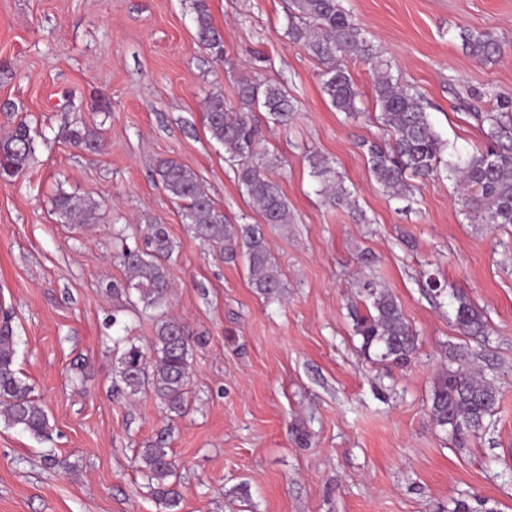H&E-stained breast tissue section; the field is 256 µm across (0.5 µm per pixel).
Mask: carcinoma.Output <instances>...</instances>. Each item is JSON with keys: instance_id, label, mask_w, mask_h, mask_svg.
Returning a JSON list of instances; mask_svg holds the SVG:
<instances>
[{"instance_id": "carcinoma-1", "label": "carcinoma", "mask_w": 512, "mask_h": 512, "mask_svg": "<svg viewBox=\"0 0 512 512\" xmlns=\"http://www.w3.org/2000/svg\"><path fill=\"white\" fill-rule=\"evenodd\" d=\"M196 39L201 47L219 59L224 40L213 26L203 2L197 5ZM289 38L301 44L319 61L322 88L334 107L347 114L357 111L359 92L348 69L349 59L364 57L371 63L376 105L381 123L389 128L392 140L386 145L367 142L370 171L388 193L406 196L413 177H448L456 183L459 204L472 224H512V146L495 145L483 151L462 155H442L448 150L435 131L424 97L401 85L392 73L390 62L378 55L362 29L344 11L340 0H289ZM461 46L474 59L492 64L501 54V43L490 32L461 29ZM240 112H228L224 98L212 96L206 106V128L211 139L224 145L225 153L237 162L238 181L267 224H287L288 203L275 182L267 176L272 159L259 152L260 132L248 112L261 108L275 124L285 126L294 116V103L279 85L239 80ZM487 125L486 135L494 142L512 130V101H502L497 109L478 116ZM73 145L87 149L101 146V134L79 119L69 131ZM34 150L26 121H19L12 132L0 140V178L17 176ZM312 174L322 184L321 192L332 203L348 196L343 178L325 158L310 156ZM164 189L181 207L183 223L194 236L217 251L224 261L240 255L247 258L251 285L267 298L283 287L282 272L276 264L259 224H232L207 193L198 176L172 159H163L156 170ZM59 219L68 224H86L96 219L98 204L80 203L60 192L54 199ZM173 243L163 224L151 225L145 248L124 250L123 266L134 281L132 288L146 308L162 306L170 291L163 261L169 258ZM370 307L355 313L354 333L361 348L373 351L387 364L402 366L416 352V334L406 322L396 298L386 289L367 288ZM454 320L462 332L476 336L484 332L483 316L465 296L452 293ZM190 333L184 323L163 320L156 328L151 346L153 354L135 344L124 349L119 377L131 393L153 392L167 411L180 415L186 407L191 356ZM15 340L8 321L0 326V417L10 427H19L40 440L51 439V426L45 411L31 396L32 387L14 368ZM498 402L495 386L461 370L448 369L434 382L430 414L434 423L452 435L467 430L478 435L493 415ZM142 470L151 482L163 508L178 507L180 495L170 482L173 467L164 439L149 445L141 454ZM449 512H495L488 500L473 495L457 499Z\"/></svg>"}]
</instances>
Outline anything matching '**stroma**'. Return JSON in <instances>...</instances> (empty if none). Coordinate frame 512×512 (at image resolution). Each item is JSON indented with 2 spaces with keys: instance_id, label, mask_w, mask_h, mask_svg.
Listing matches in <instances>:
<instances>
[{
  "instance_id": "1",
  "label": "stroma",
  "mask_w": 512,
  "mask_h": 512,
  "mask_svg": "<svg viewBox=\"0 0 512 512\" xmlns=\"http://www.w3.org/2000/svg\"><path fill=\"white\" fill-rule=\"evenodd\" d=\"M222 31L224 55L197 43L198 3ZM406 87L428 102L449 149H486L477 113L512 100V0H341ZM288 0H0V139L27 121L34 152L0 180V314L11 315L15 367L52 426L43 443L0 420V512H164L140 453L165 438L179 512H447L478 495L512 512V225L472 224L448 180L384 192L362 141L385 142L370 64L349 62L358 112L324 93L321 64L287 34ZM502 44L484 65L461 28ZM247 78L284 87L289 125L251 117L287 224H267L236 165L205 125V101L238 106ZM105 144L72 146L76 118ZM328 159L350 193L329 205L309 158ZM169 158L194 171L235 224L262 225L283 272L272 299L247 262L227 264L183 224L156 174ZM100 204L94 224L61 222L57 192ZM166 225L164 306L125 294L123 249ZM447 285L429 294L426 280ZM388 289L418 337L403 366L365 355L353 313L367 285ZM482 313L486 335L454 322L451 291ZM192 335L184 414L117 375V345L150 349L159 319ZM465 360H457V348ZM462 367L493 382L498 402L479 437L457 443L430 418L433 384ZM69 469L45 468L47 452ZM247 487L249 500L232 492Z\"/></svg>"
}]
</instances>
